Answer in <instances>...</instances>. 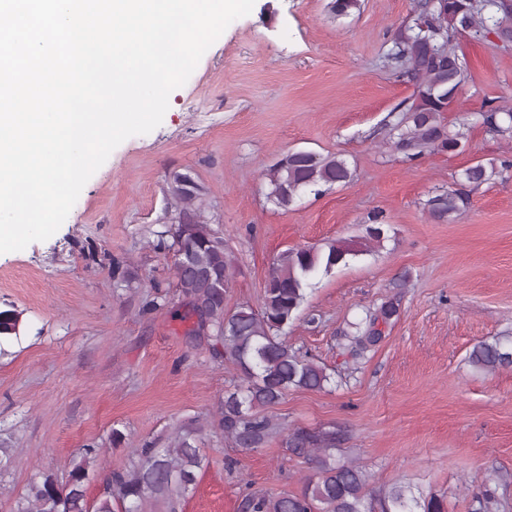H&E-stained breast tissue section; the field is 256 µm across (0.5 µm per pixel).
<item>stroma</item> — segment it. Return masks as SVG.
Returning <instances> with one entry per match:
<instances>
[{
    "label": "stroma",
    "instance_id": "35a3bbf8",
    "mask_svg": "<svg viewBox=\"0 0 512 512\" xmlns=\"http://www.w3.org/2000/svg\"><path fill=\"white\" fill-rule=\"evenodd\" d=\"M414 2L359 0L339 15L334 0H255L171 93L162 123L111 153L55 234L0 254V310L21 318L19 340L0 351V448L11 455L0 512H16L38 473L65 478L88 446L98 450L88 486L97 498L133 449L165 447L193 420L208 464L180 512H239L246 491H297L312 476L281 436L244 451L217 426L239 372L179 317V175L195 182L224 238L229 312L259 308L280 253L359 238L370 213L383 212L381 246L312 280L303 310L318 323L298 318L284 330L330 384L289 391L268 415L336 431L340 457L363 466L372 487L408 485L443 498L448 512H469L497 475L502 512H512V367L487 373L468 361L476 343L512 336V170L460 181L476 162L512 159V138L479 121L489 102L512 111V43L460 38L467 75L445 121L465 149L406 160L384 145L383 124L413 83L383 55ZM294 149L342 156L352 180L275 205L265 172ZM455 189L467 198L460 216L433 219L428 198ZM160 295L165 304L150 307ZM387 301L397 313L380 342L351 355L367 312Z\"/></svg>",
    "mask_w": 512,
    "mask_h": 512
}]
</instances>
